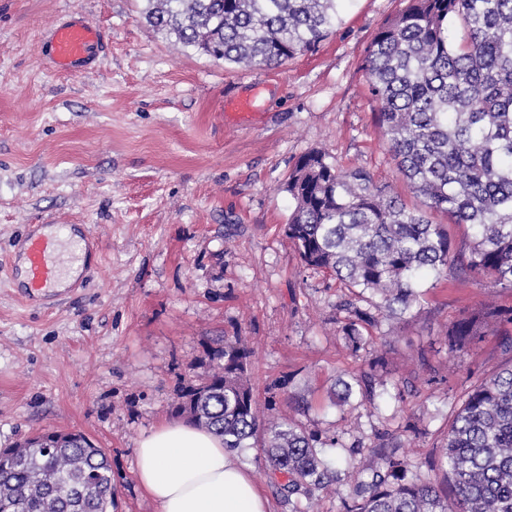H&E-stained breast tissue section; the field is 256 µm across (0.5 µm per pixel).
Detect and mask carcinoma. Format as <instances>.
Here are the masks:
<instances>
[{
    "instance_id": "carcinoma-1",
    "label": "carcinoma",
    "mask_w": 512,
    "mask_h": 512,
    "mask_svg": "<svg viewBox=\"0 0 512 512\" xmlns=\"http://www.w3.org/2000/svg\"><path fill=\"white\" fill-rule=\"evenodd\" d=\"M339 0H145L152 31L230 64L278 66L309 51L336 26ZM462 30L458 40L448 27ZM364 70L379 103L375 123L397 169L428 211L470 231L452 250L447 224L408 208L363 168L342 171L328 154L298 158L286 184L294 200L285 234L307 269L343 282L352 299L342 332L354 351L378 316L421 307V286L458 266L512 288V0H409L375 34ZM488 308L446 331L449 350L480 336ZM254 348L237 337L206 348L207 371L176 393L173 410L264 462L290 512L339 480L337 444L279 414L277 387L259 403L248 377ZM377 406L372 381L342 383ZM440 482L383 444L369 449L344 512H512V368L474 384L432 464ZM112 465L83 434L35 435L0 450V512H110Z\"/></svg>"
}]
</instances>
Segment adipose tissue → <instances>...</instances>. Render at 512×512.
<instances>
[{
  "mask_svg": "<svg viewBox=\"0 0 512 512\" xmlns=\"http://www.w3.org/2000/svg\"><path fill=\"white\" fill-rule=\"evenodd\" d=\"M135 476L155 512H269L223 439L187 423L164 422L140 440Z\"/></svg>",
  "mask_w": 512,
  "mask_h": 512,
  "instance_id": "obj_1",
  "label": "adipose tissue"
}]
</instances>
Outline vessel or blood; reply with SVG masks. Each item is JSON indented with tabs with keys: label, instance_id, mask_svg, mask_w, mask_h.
Returning a JSON list of instances; mask_svg holds the SVG:
<instances>
[{
	"label": "vessel or blood",
	"instance_id": "1",
	"mask_svg": "<svg viewBox=\"0 0 512 512\" xmlns=\"http://www.w3.org/2000/svg\"><path fill=\"white\" fill-rule=\"evenodd\" d=\"M99 33L82 22L58 24L51 32L50 55L67 73H80L96 64ZM79 246L62 248L54 236L31 230L23 245L28 298L53 292L65 272L80 259Z\"/></svg>",
	"mask_w": 512,
	"mask_h": 512
}]
</instances>
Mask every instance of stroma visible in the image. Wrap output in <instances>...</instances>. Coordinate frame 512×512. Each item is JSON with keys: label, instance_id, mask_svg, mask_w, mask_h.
<instances>
[{"label": "stroma", "instance_id": "35a3bbf8", "mask_svg": "<svg viewBox=\"0 0 512 512\" xmlns=\"http://www.w3.org/2000/svg\"><path fill=\"white\" fill-rule=\"evenodd\" d=\"M407 5L341 0L315 49L247 67L155 34L140 0H0V449L82 433L112 464V512H155L137 445L175 420V392L203 377L206 347L239 336L255 348V394L280 383L279 411L352 452L309 512H344L358 451L382 435L412 462L436 454L469 387L512 366V323L454 352L446 329L512 308V288L459 270L427 280L419 313L381 317L355 353L336 307L344 284L304 268L285 234L284 187L311 151L422 207L375 124L364 70L373 36ZM71 19L102 36L98 66L76 75L45 45ZM251 95L248 119L226 115L225 100ZM32 224H83L93 241L80 279L30 304L11 267ZM370 373L390 393L380 408L339 403L342 382Z\"/></svg>", "mask_w": 512, "mask_h": 512}]
</instances>
